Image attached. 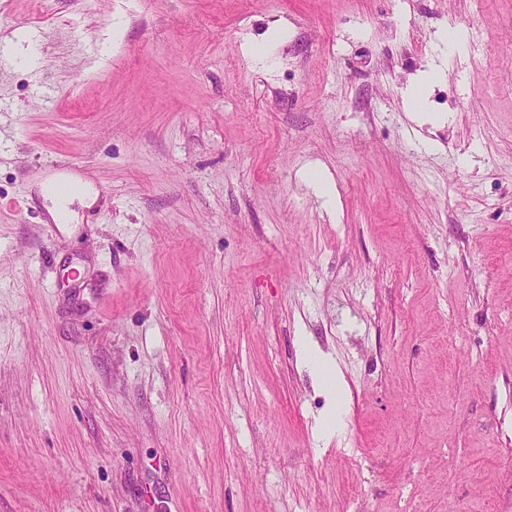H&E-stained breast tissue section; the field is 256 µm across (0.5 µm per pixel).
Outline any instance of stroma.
I'll return each mask as SVG.
<instances>
[{
    "instance_id": "stroma-1",
    "label": "stroma",
    "mask_w": 512,
    "mask_h": 512,
    "mask_svg": "<svg viewBox=\"0 0 512 512\" xmlns=\"http://www.w3.org/2000/svg\"><path fill=\"white\" fill-rule=\"evenodd\" d=\"M0 512H512V0H0ZM306 356L309 358L312 365L317 369L320 375L324 378L329 388L335 393H340L343 388V381L336 370V368L327 360L320 357L311 355L306 351Z\"/></svg>"
}]
</instances>
